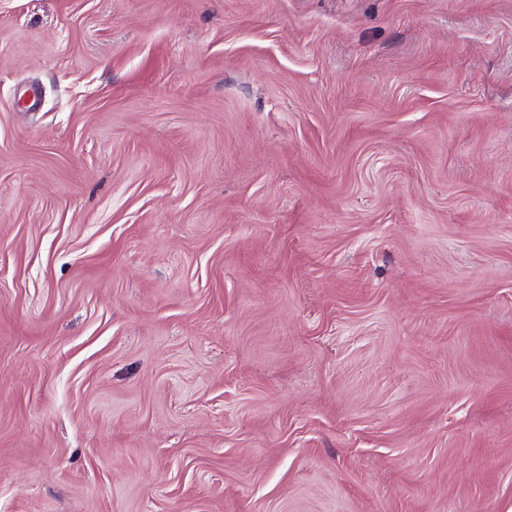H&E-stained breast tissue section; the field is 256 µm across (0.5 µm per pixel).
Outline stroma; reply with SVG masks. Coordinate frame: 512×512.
Instances as JSON below:
<instances>
[{
  "label": "stroma",
  "mask_w": 512,
  "mask_h": 512,
  "mask_svg": "<svg viewBox=\"0 0 512 512\" xmlns=\"http://www.w3.org/2000/svg\"><path fill=\"white\" fill-rule=\"evenodd\" d=\"M0 512H512V0H0Z\"/></svg>",
  "instance_id": "obj_1"
}]
</instances>
